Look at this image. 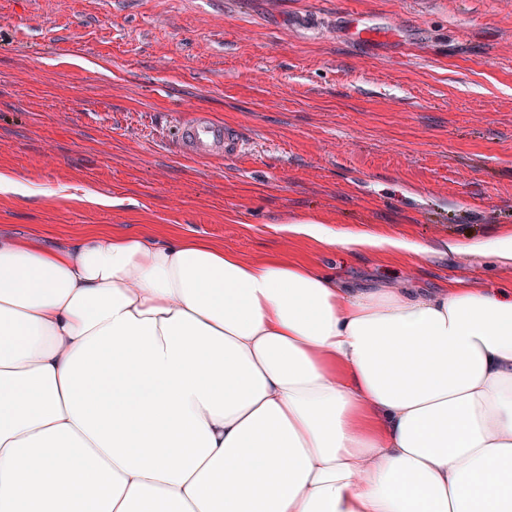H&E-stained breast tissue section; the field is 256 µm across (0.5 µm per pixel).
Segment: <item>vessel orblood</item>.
Returning a JSON list of instances; mask_svg holds the SVG:
<instances>
[{
  "instance_id": "1",
  "label": "vessel or blood",
  "mask_w": 512,
  "mask_h": 512,
  "mask_svg": "<svg viewBox=\"0 0 512 512\" xmlns=\"http://www.w3.org/2000/svg\"><path fill=\"white\" fill-rule=\"evenodd\" d=\"M176 143L183 154L199 158H226L238 154L244 145L239 128L212 113L193 110L176 127Z\"/></svg>"
}]
</instances>
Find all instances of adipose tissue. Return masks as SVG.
<instances>
[{"label":"adipose tissue","instance_id":"adipose-tissue-1","mask_svg":"<svg viewBox=\"0 0 512 512\" xmlns=\"http://www.w3.org/2000/svg\"><path fill=\"white\" fill-rule=\"evenodd\" d=\"M0 512H512V289L353 290L109 230L0 239Z\"/></svg>","mask_w":512,"mask_h":512}]
</instances>
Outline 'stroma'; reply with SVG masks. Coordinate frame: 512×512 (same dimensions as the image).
<instances>
[{
  "label": "stroma",
  "instance_id": "35a3bbf8",
  "mask_svg": "<svg viewBox=\"0 0 512 512\" xmlns=\"http://www.w3.org/2000/svg\"><path fill=\"white\" fill-rule=\"evenodd\" d=\"M2 15L0 172L25 191L0 194L1 235H178L349 288L512 289V266L467 249L512 232V0H0ZM192 109L239 127L241 155L178 152ZM308 218L427 251L321 252L286 230Z\"/></svg>",
  "mask_w": 512,
  "mask_h": 512
}]
</instances>
